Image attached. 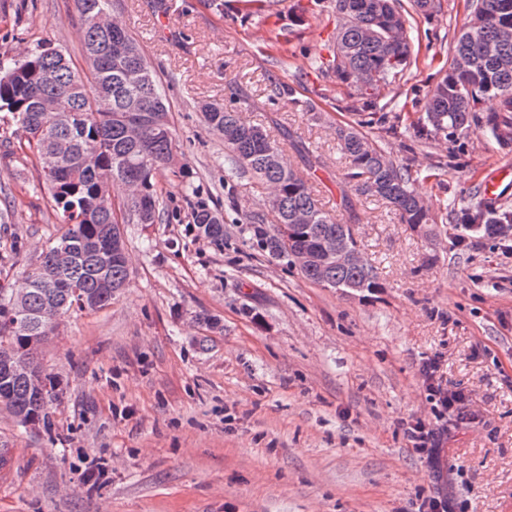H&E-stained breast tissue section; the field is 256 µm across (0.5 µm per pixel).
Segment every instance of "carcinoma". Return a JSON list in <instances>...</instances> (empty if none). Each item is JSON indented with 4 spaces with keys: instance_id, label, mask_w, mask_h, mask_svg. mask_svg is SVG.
Listing matches in <instances>:
<instances>
[{
    "instance_id": "carcinoma-1",
    "label": "carcinoma",
    "mask_w": 512,
    "mask_h": 512,
    "mask_svg": "<svg viewBox=\"0 0 512 512\" xmlns=\"http://www.w3.org/2000/svg\"><path fill=\"white\" fill-rule=\"evenodd\" d=\"M503 0H467L470 13L484 21L464 23L452 49L448 73L428 98L425 113L413 125L416 137L457 141L481 133L502 146L512 143V18L502 17ZM117 0H75L78 36L88 75L70 55L41 43L24 55L0 49V112L12 115L26 134L25 148L37 157L43 183L63 231L43 251L39 264L15 283H0V343L30 358L32 370L10 376L0 362V407L22 425L49 426L54 384L37 361L36 350L71 311L92 312L109 305L126 285L129 271L123 225L171 224L179 220L163 205L155 174L176 165L171 106L162 82L137 40L113 23ZM337 25L331 58L315 56L309 66L336 81L357 85L363 107L373 108L411 64V42L389 41L386 17L408 21L400 0H334ZM377 70L380 85L368 91L362 74ZM69 94L63 111L49 112L60 88ZM497 106L482 113L479 104ZM210 130L224 141V194L234 199L235 180L246 176L276 193V224L246 225L258 248L287 260L305 279L323 288L374 292L381 287L377 268L365 259L338 264L333 244L348 240L358 247L352 225L323 210L308 184L281 161L282 147L266 130L245 121L236 102L203 104ZM340 148L349 159L346 180L356 191L385 201L405 224H431L429 210L413 190L411 170L397 163L358 122L339 126ZM136 184L139 198L115 206L107 185ZM448 219L487 235L512 224V205L484 197L477 185L464 204L448 205ZM303 225L283 236L282 224ZM192 224L215 247L224 248V217L205 201L194 204ZM310 255L307 262L297 256Z\"/></svg>"
}]
</instances>
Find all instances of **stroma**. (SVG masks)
I'll return each mask as SVG.
<instances>
[{"label":"stroma","instance_id":"obj_1","mask_svg":"<svg viewBox=\"0 0 512 512\" xmlns=\"http://www.w3.org/2000/svg\"><path fill=\"white\" fill-rule=\"evenodd\" d=\"M121 0L115 17L163 83L176 148L189 171H160L164 203L181 223L125 227L129 279L118 299L61 318L39 359L57 383L51 429L0 409L12 450L0 512H417L443 491L467 512H512V232L452 244L448 202L466 201L512 146L481 134L461 144L415 141L411 125L444 75L467 20L465 0H440L412 25L413 63L369 134L410 167L434 219L413 232L385 203L359 193L357 237L384 283L375 294L336 291L267 259L241 230L277 221L262 183L239 179V221L223 249L196 235L195 198L226 209L224 143L197 105L236 99L339 220L349 162L336 129L358 120L353 87L306 64L328 54L332 5L310 0ZM73 0H0V47L39 42L81 61ZM292 85L297 103L271 100ZM313 100L306 112L299 100ZM24 134L0 112V278L19 280L60 227ZM441 355L469 401L470 422L448 418L440 468L412 449L403 420L434 415L419 367Z\"/></svg>","mask_w":512,"mask_h":512}]
</instances>
